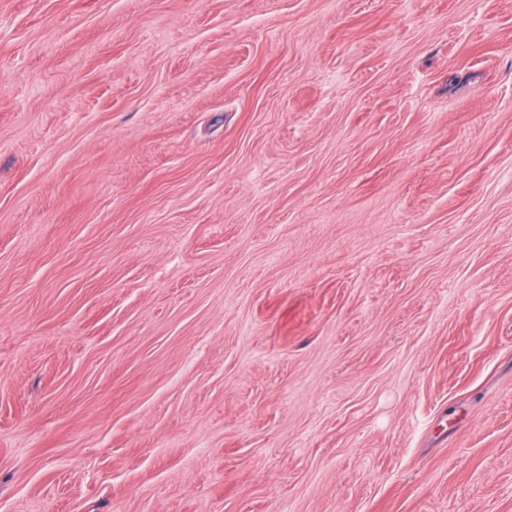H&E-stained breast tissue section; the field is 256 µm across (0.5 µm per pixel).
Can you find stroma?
I'll return each instance as SVG.
<instances>
[{
  "label": "stroma",
  "instance_id": "1",
  "mask_svg": "<svg viewBox=\"0 0 512 512\" xmlns=\"http://www.w3.org/2000/svg\"><path fill=\"white\" fill-rule=\"evenodd\" d=\"M0 512H512V0H0Z\"/></svg>",
  "mask_w": 512,
  "mask_h": 512
}]
</instances>
